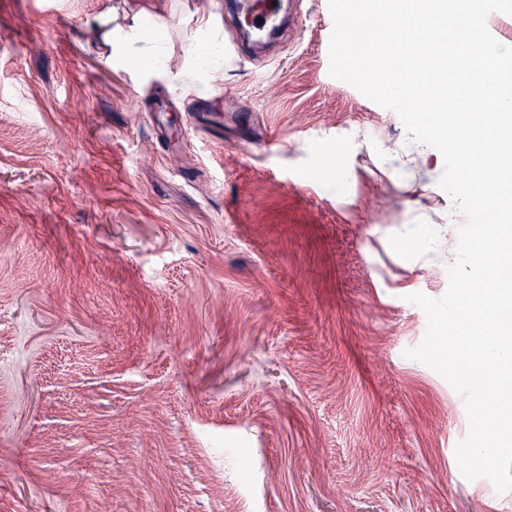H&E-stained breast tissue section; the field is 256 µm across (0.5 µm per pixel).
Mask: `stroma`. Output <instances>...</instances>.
I'll return each instance as SVG.
<instances>
[{
  "mask_svg": "<svg viewBox=\"0 0 512 512\" xmlns=\"http://www.w3.org/2000/svg\"><path fill=\"white\" fill-rule=\"evenodd\" d=\"M335 0H294L279 62L190 53L198 0H0V512H512L455 448L465 403L407 358L457 249L448 198L354 159L413 113L346 71ZM160 23L97 46L104 6ZM204 113L213 142L188 128ZM250 112L243 132L230 112ZM370 139L367 133L354 132L350 137L336 142V152L343 158V166L336 172V203L342 202L346 198V187L356 177L352 165L353 158L360 149L368 145ZM448 226L445 225L439 229L435 235H429L423 230L419 231L418 237L415 239L413 254L422 256L428 251H434L436 247H440L447 243Z\"/></svg>",
  "mask_w": 512,
  "mask_h": 512,
  "instance_id": "1",
  "label": "stroma"
}]
</instances>
